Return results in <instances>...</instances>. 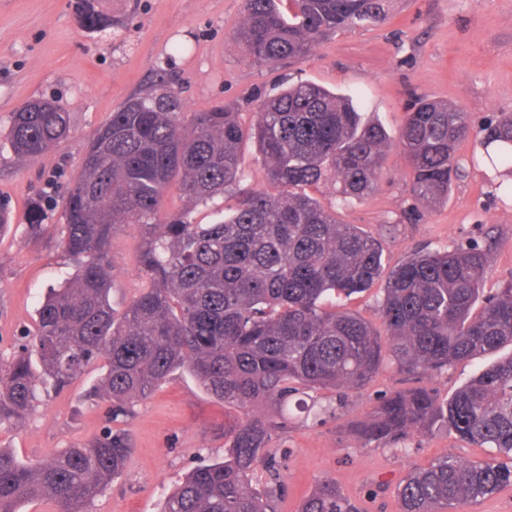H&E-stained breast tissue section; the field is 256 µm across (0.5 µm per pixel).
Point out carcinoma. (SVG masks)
Instances as JSON below:
<instances>
[{
	"label": "carcinoma",
	"mask_w": 512,
	"mask_h": 512,
	"mask_svg": "<svg viewBox=\"0 0 512 512\" xmlns=\"http://www.w3.org/2000/svg\"><path fill=\"white\" fill-rule=\"evenodd\" d=\"M83 25L109 21L94 0H78ZM244 0L236 39L249 60L274 64L307 56L320 40L364 21L387 18V0ZM69 130L58 105L39 100L13 115L9 142L31 160ZM471 128L454 105L420 100L407 113L398 145L421 203L448 199L457 147ZM252 138L268 188L245 183L240 149ZM481 159L512 196V113L476 131ZM389 135L365 122L345 96L308 82L263 102L246 131L237 113L214 105L183 121L181 100L166 85L128 99L91 139L83 167L63 198L60 245L73 276L52 288L29 354L0 372V425L17 427L38 389L61 390L94 362L111 403L109 426L92 440L36 463L0 448V512L51 502L54 512H89L131 453L123 427L140 399L185 369L224 405L253 412L230 432L224 461L197 467L162 512H277L283 481L271 451L281 423L257 408L303 390L363 388L388 360L407 374L512 345V281L490 297L482 284L490 249H421L388 275L377 309L382 330L336 309V298L369 290L382 273L375 239L342 224L308 193L328 177L342 198H363L377 184ZM194 206L232 195L231 214L214 224L159 219L172 183ZM122 224L143 231L141 270L149 287L121 314L110 300V244ZM453 430L512 460V355L483 369L452 397L426 388L384 398L360 423L368 443L394 445L409 432ZM512 484V464L465 461L450 453L412 470L397 487L401 512H457ZM300 512H359L325 480Z\"/></svg>",
	"instance_id": "cac0c4a2"
}]
</instances>
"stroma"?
<instances>
[{"instance_id": "1", "label": "stroma", "mask_w": 512, "mask_h": 512, "mask_svg": "<svg viewBox=\"0 0 512 512\" xmlns=\"http://www.w3.org/2000/svg\"><path fill=\"white\" fill-rule=\"evenodd\" d=\"M98 7L109 26L89 31L76 0H0V205L10 217L0 231V367L21 352L49 288L73 270L58 244L62 197L82 168L89 139L112 112L157 83L178 95L188 115L235 104L246 127L264 100L301 81L352 96L393 138L420 96L455 105L476 126L512 112V0H389L384 22L337 32L307 58L274 65L247 61L234 38L244 0H98ZM39 99L67 112L70 131L49 152L22 161L10 148L8 129L18 108ZM480 152L474 140L460 144L448 199L431 207L412 195L411 169L395 145L368 196L338 204L331 181L313 195L335 207L341 223L381 242L387 270L422 246L450 250L473 239L490 244L484 288L492 293L512 280V199L496 190ZM234 205L233 197L219 196L191 208L173 187L161 216L184 213L193 223L210 224ZM36 208L43 209L51 234L35 241L27 226ZM141 239L137 224L123 225L112 239V305L119 311L148 285ZM493 360L490 354L464 359L432 376L383 367L346 398L320 390L290 401L275 440L288 452L278 512H298L326 479L335 480L361 512H401L396 489L411 469L450 453L496 460L495 449L476 447L444 428L411 435L393 448L365 443L355 431L385 396L427 387L445 399ZM102 374L100 363H93L63 391L41 397L22 427L0 428V445L30 462L99 435L110 407L92 394ZM244 416L207 394L189 372L176 371L134 405L127 419L132 453L92 512H161L189 472L223 459L226 434Z\"/></svg>"}]
</instances>
